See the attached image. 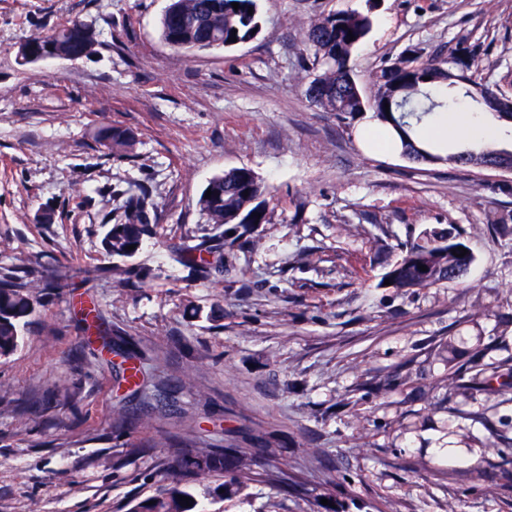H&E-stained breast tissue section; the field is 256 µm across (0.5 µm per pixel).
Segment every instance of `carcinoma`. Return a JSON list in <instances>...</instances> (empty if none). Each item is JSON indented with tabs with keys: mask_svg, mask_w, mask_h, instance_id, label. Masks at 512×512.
<instances>
[{
	"mask_svg": "<svg viewBox=\"0 0 512 512\" xmlns=\"http://www.w3.org/2000/svg\"><path fill=\"white\" fill-rule=\"evenodd\" d=\"M234 1L239 3L237 10L232 6ZM74 24L71 20L32 39L41 49L51 43L61 44L67 40ZM260 28L257 0H170L159 24L161 40L183 51L209 50L214 43L226 49L255 38ZM371 29V17L359 12L322 13L310 23L299 51V64L310 76L305 96L313 105L341 122L373 112L392 137V143L413 161L475 168L512 165V150L507 148L474 145L450 151L446 144L422 141L418 132L423 118L452 110L461 99L470 100L477 110L492 119L512 121V112L501 110V102L512 98V92L499 84L492 87L478 76L479 64L488 58L490 46L462 38L446 57L428 55L419 45L410 46L396 59L384 63L376 73L378 90L374 96L367 97L357 84L350 62L353 50ZM233 35L236 36L234 42L229 40ZM98 140L118 159L137 157V138L128 128H102ZM208 189L211 190L209 198L206 197ZM269 195V187L247 167L230 168L208 181L197 199L202 225L186 232L175 251V260L188 270L189 277L206 279L214 272L228 271L235 251L253 250L258 246L256 225L271 221L267 206ZM112 196L120 203L106 217L102 250L107 257L132 258L159 224L150 178H145L134 190L115 186ZM510 221L512 214L491 211L487 215V223L504 236L512 235ZM129 245L134 249H127ZM460 247L466 244L454 227L427 228L417 238L400 244V255L388 264L384 278L390 280V287L404 294L456 279L464 275L473 262L470 252L462 257L453 255ZM420 265L426 266V270L418 269ZM110 271L121 287L142 282L150 274V269L144 266L114 265ZM58 279L54 270H47L38 278L32 277L25 259L0 267V358L6 359L17 350L41 297L46 290L57 286ZM116 376L140 389L146 385L134 364L119 368ZM420 376L421 372L414 373L405 364L396 373V380L401 385H411V391L416 393L419 387L415 386V381ZM463 377L461 370L448 374L443 400H449L457 389L476 391L489 400L512 390V359L487 364L465 384ZM54 397V391L44 389L34 399L13 406L11 412L24 422L35 420L42 416L43 403ZM135 430L136 424L126 407L117 406L112 414V433L117 437L125 436L127 440L121 454L113 461L116 471L155 448V444L132 436ZM264 455H275V449L234 445L207 448L197 445L195 435L188 429L178 441V450L160 460L155 491L146 497L130 499L126 503L127 512H205L198 508L194 494V485L202 475L223 478L216 487L206 489L207 495L222 500L239 496L255 483L276 492L297 483V477L286 468L262 462L260 457ZM180 495L192 498L190 506L180 504Z\"/></svg>",
	"mask_w": 512,
	"mask_h": 512,
	"instance_id": "carcinoma-1",
	"label": "carcinoma"
}]
</instances>
